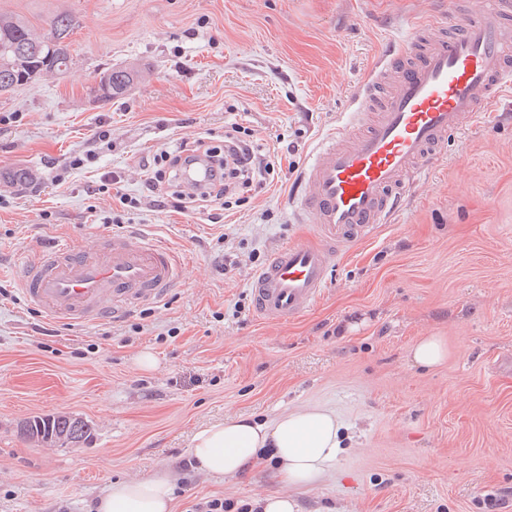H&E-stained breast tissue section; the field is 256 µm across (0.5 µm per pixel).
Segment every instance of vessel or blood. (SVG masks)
I'll return each mask as SVG.
<instances>
[{"mask_svg":"<svg viewBox=\"0 0 512 512\" xmlns=\"http://www.w3.org/2000/svg\"><path fill=\"white\" fill-rule=\"evenodd\" d=\"M409 37L372 67L352 98V126L319 146L295 208L314 237L279 250L251 283L254 312L303 315L328 285L338 253L364 230L393 222L405 187L447 153L449 137L505 103L512 87V0H474L462 23ZM184 277L182 257L133 233L113 234L100 251L59 245L26 262L25 302L73 326L143 303H161Z\"/></svg>","mask_w":512,"mask_h":512,"instance_id":"b4317fda","label":"vessel or blood"}]
</instances>
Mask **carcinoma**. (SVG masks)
<instances>
[{
  "mask_svg": "<svg viewBox=\"0 0 512 512\" xmlns=\"http://www.w3.org/2000/svg\"><path fill=\"white\" fill-rule=\"evenodd\" d=\"M79 21L67 12L55 14L49 30L38 33L28 23L11 14L0 13V93L33 83L45 76L61 74L69 68L70 54H61L60 40L68 38ZM141 77V71L113 67L100 77L95 92L99 100L110 102ZM21 432L43 444L81 442L89 433L87 424L67 415L34 416L25 420Z\"/></svg>",
  "mask_w": 512,
  "mask_h": 512,
  "instance_id": "1",
  "label": "carcinoma"
}]
</instances>
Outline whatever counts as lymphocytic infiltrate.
Returning a JSON list of instances; mask_svg holds the SVG:
<instances>
[{
  "label": "lymphocytic infiltrate",
  "mask_w": 512,
  "mask_h": 512,
  "mask_svg": "<svg viewBox=\"0 0 512 512\" xmlns=\"http://www.w3.org/2000/svg\"><path fill=\"white\" fill-rule=\"evenodd\" d=\"M202 162L210 167V180L202 190H188L181 174L187 167ZM274 173L271 155L258 153L235 125L225 130L221 142L199 138L160 152L153 159L145 187L149 192L165 196L170 207L181 213L201 207L226 209L231 203L248 200Z\"/></svg>",
  "instance_id": "lymphocytic-infiltrate-1"
}]
</instances>
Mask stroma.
<instances>
[{"label": "stroma", "mask_w": 512, "mask_h": 512, "mask_svg": "<svg viewBox=\"0 0 512 512\" xmlns=\"http://www.w3.org/2000/svg\"><path fill=\"white\" fill-rule=\"evenodd\" d=\"M448 0H0L43 30L75 15L72 65L0 94V512H96L114 483L166 472L176 512L262 496L302 512H512V115L449 139L393 223L347 246L321 299L287 321L257 319L252 277L300 231L288 204L318 142L352 119L351 96L387 46ZM116 65L143 70L121 97L94 88ZM273 149L280 171L220 223L159 208L155 154L222 138L230 123ZM110 140H98L100 128ZM90 153L82 168L71 157ZM121 175L140 199L121 225L96 194ZM136 232L188 262L164 304L73 329L28 306L19 265L62 243ZM441 337L423 369L412 349ZM151 351L155 369L137 358ZM335 413L340 451L303 488L276 464L223 478L192 462L194 433L231 415L271 423ZM87 422L79 445L21 436L32 416ZM445 342L438 336H427L419 340L412 350L413 360L421 366L434 367L447 357Z\"/></svg>", "instance_id": "35a3bbf8"}]
</instances>
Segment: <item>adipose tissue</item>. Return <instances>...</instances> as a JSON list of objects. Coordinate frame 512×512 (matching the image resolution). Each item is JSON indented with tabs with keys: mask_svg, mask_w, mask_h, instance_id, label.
<instances>
[{
	"mask_svg": "<svg viewBox=\"0 0 512 512\" xmlns=\"http://www.w3.org/2000/svg\"><path fill=\"white\" fill-rule=\"evenodd\" d=\"M340 424L335 414L313 407L289 412L270 424L240 416L210 424L195 433L191 453L206 473L233 477L251 465L274 458L281 481L305 487L320 481L339 452ZM173 485L166 474L112 484L98 512H172Z\"/></svg>",
	"mask_w": 512,
	"mask_h": 512,
	"instance_id": "obj_1",
	"label": "adipose tissue"
}]
</instances>
